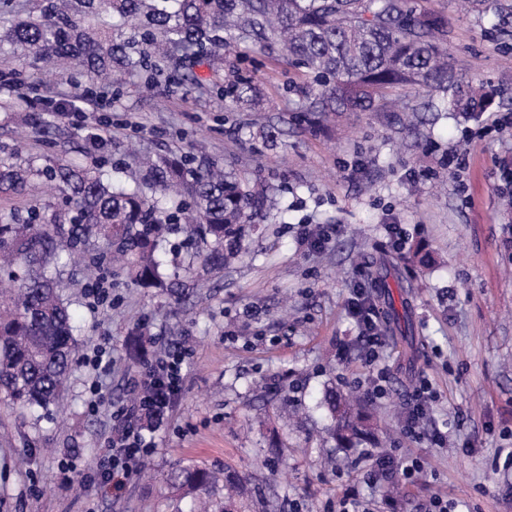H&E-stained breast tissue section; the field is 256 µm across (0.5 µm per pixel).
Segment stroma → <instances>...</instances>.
<instances>
[{
  "mask_svg": "<svg viewBox=\"0 0 512 512\" xmlns=\"http://www.w3.org/2000/svg\"><path fill=\"white\" fill-rule=\"evenodd\" d=\"M448 20L452 67L498 96L478 119L419 112L402 130L395 112H342L328 131L297 120L294 68L275 55L230 54L227 70L253 78L260 112L231 98L184 90L159 78H132L118 91L97 89L95 108L60 116L83 71L48 78L10 56L0 73L26 89L29 111L0 112V156L48 154L76 163L106 161L142 178L126 152L170 148L222 160L276 205L245 251L224 270L195 269L187 296L104 275L108 299L91 306L67 265L62 294L80 329L65 412L0 413V512H191L165 475L196 466L238 473L247 488L235 512H336L352 492L371 512H424L437 493L448 512H512V27L456 11L454 0H417ZM274 128L276 144L262 136ZM329 227L325 249L302 244L306 225ZM406 244L395 249L387 227ZM391 287L376 298L397 309L418 351L410 353L382 322L385 398L369 401L380 443L421 457L416 485H367L361 447L341 448L327 433L326 389L364 396L369 370L345 304L366 270ZM188 344L185 379L174 410L144 427L156 448L119 495L86 486L104 462L110 414L131 392L129 380L169 347ZM112 363L94 369V351ZM437 392L427 427L444 447L402 432L419 377Z\"/></svg>",
  "mask_w": 512,
  "mask_h": 512,
  "instance_id": "35a3bbf8",
  "label": "stroma"
}]
</instances>
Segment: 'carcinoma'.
Instances as JSON below:
<instances>
[{"mask_svg":"<svg viewBox=\"0 0 512 512\" xmlns=\"http://www.w3.org/2000/svg\"><path fill=\"white\" fill-rule=\"evenodd\" d=\"M470 11L512 25V0H464ZM16 18L0 27V53L60 74L81 68L93 82L120 88L166 69L197 87L196 68L224 71L240 46L276 52L304 73L300 112L313 129L330 112H391L386 94L410 87L436 112L464 119L483 111L488 93L448 64L447 19L412 0H0ZM245 111L260 112L259 85L237 78L225 88ZM130 183L102 166L54 156L0 157V406L35 412L67 391L77 326L53 269L90 254L92 276L115 258L130 283L177 293L178 270H211L241 253L268 199L224 163L170 151L146 162ZM47 185L57 205L41 215L34 191ZM180 226L194 248L186 265L168 262L166 238ZM104 241L106 248L90 247ZM341 448L369 436V416L348 398L325 396ZM177 495H210L218 478L182 467L168 477Z\"/></svg>","mask_w":512,"mask_h":512,"instance_id":"carcinoma-1","label":"carcinoma"}]
</instances>
